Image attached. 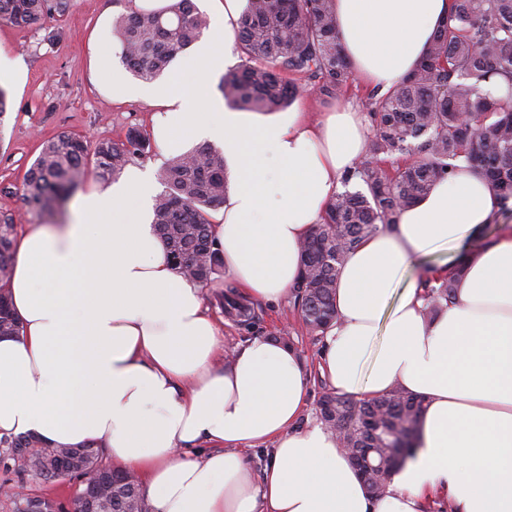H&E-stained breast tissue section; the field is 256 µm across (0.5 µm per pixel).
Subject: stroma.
Instances as JSON below:
<instances>
[{"instance_id": "stroma-1", "label": "stroma", "mask_w": 512, "mask_h": 512, "mask_svg": "<svg viewBox=\"0 0 512 512\" xmlns=\"http://www.w3.org/2000/svg\"><path fill=\"white\" fill-rule=\"evenodd\" d=\"M130 7V0H71L68 12L57 21L31 25L0 21V51L22 66L20 80L0 81L7 92V112L0 120V212L13 213L19 224L67 223L77 203L69 198L51 218L28 212L19 187L45 141L63 131L93 140H120L132 127L149 132L154 102L112 91V74L131 85L139 82L113 49V20ZM51 31L56 38L49 42L45 36ZM204 295L210 315L224 328L225 348L246 338L278 337L286 331L309 373H316L320 342L304 326L293 297L251 301L253 323L246 330L224 314L223 283L205 288ZM38 491L66 507L73 486L67 481L41 487L21 476L16 466L0 465V512H13L15 499Z\"/></svg>"}]
</instances>
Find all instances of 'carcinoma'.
<instances>
[{"instance_id": "obj_1", "label": "carcinoma", "mask_w": 512, "mask_h": 512, "mask_svg": "<svg viewBox=\"0 0 512 512\" xmlns=\"http://www.w3.org/2000/svg\"><path fill=\"white\" fill-rule=\"evenodd\" d=\"M71 0H0V20L35 24L62 17ZM208 27L193 0H171L161 10L132 8L113 21L121 60L136 76L151 81ZM242 64L222 77L220 90L233 109L276 112L299 95L302 81L327 98L342 95L355 81L336 31L332 0H248L235 31ZM373 134L364 156L342 178L343 190L329 203L323 222L301 244L302 271L291 293L308 331L320 336L335 318L337 274L346 254L394 224L399 214L426 196L441 179L466 165L478 171L509 209L512 202V0H452L419 66L393 88L369 90L365 99ZM152 152L138 128L114 141H91L62 132L47 141L26 171L21 196L29 211L50 213L89 174L119 176L134 158ZM165 190L154 203L152 224L165 257L186 279L209 287L224 268L212 234L211 213L228 188L224 156L209 144L172 158L162 171ZM361 184L366 191H352ZM17 225L0 213V335L19 332L6 290L11 277ZM458 271L429 286L424 315L432 319L456 299ZM226 313L247 327L251 308L232 291L224 293ZM320 416L342 448H373L380 459L407 461L424 399L401 388L374 399L340 396L321 385ZM13 460L16 448H31L44 463L68 446H51L33 436H1ZM396 468L367 484L376 495ZM107 512H126L143 497L126 471L112 469Z\"/></svg>"}]
</instances>
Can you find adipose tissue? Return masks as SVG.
Returning <instances> with one entry per match:
<instances>
[{"instance_id":"1","label":"adipose tissue","mask_w":512,"mask_h":512,"mask_svg":"<svg viewBox=\"0 0 512 512\" xmlns=\"http://www.w3.org/2000/svg\"><path fill=\"white\" fill-rule=\"evenodd\" d=\"M209 35L147 95L164 154L222 143L230 189L213 231L224 275L242 295L275 300L299 279L300 244L340 179L362 158L363 113L337 107L225 112L207 81L231 59L241 0H207ZM357 79L391 87L420 60L448 0H333ZM156 181L127 166L91 187L75 219L20 232L7 289L21 330L0 336V436L94 442L138 476L149 512H512V226L476 250L501 203L473 170L457 171L351 250L338 273L319 374L372 398L399 387L426 400L414 460L371 495L335 435L296 429L308 375L291 345L253 337L225 350L200 288L167 262L149 222ZM454 242L457 300L424 315L417 281L400 274ZM269 443L253 478L243 452ZM207 451H198V444Z\"/></svg>"}]
</instances>
